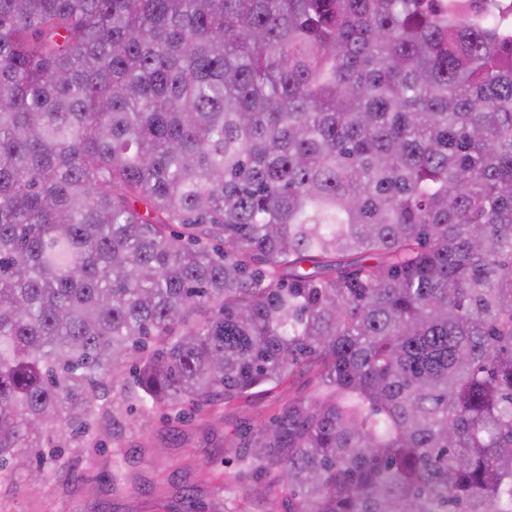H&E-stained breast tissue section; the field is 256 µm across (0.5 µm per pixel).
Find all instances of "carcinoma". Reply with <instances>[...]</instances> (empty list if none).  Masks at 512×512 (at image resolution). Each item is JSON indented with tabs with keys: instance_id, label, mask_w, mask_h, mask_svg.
<instances>
[{
	"instance_id": "1",
	"label": "carcinoma",
	"mask_w": 512,
	"mask_h": 512,
	"mask_svg": "<svg viewBox=\"0 0 512 512\" xmlns=\"http://www.w3.org/2000/svg\"><path fill=\"white\" fill-rule=\"evenodd\" d=\"M510 8L0 0V485L303 370L211 512H512Z\"/></svg>"
}]
</instances>
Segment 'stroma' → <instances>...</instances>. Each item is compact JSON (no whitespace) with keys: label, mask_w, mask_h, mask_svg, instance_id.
I'll list each match as a JSON object with an SVG mask.
<instances>
[{"label":"stroma","mask_w":512,"mask_h":512,"mask_svg":"<svg viewBox=\"0 0 512 512\" xmlns=\"http://www.w3.org/2000/svg\"><path fill=\"white\" fill-rule=\"evenodd\" d=\"M287 399V391L279 390L217 418L182 423L113 393L118 438L99 450L63 451L77 483L53 481L37 491L1 488L0 512H198L217 497L216 485L199 483L200 472L221 474L243 423L268 417ZM190 486L196 489L191 501L184 497Z\"/></svg>","instance_id":"35a3bbf8"}]
</instances>
